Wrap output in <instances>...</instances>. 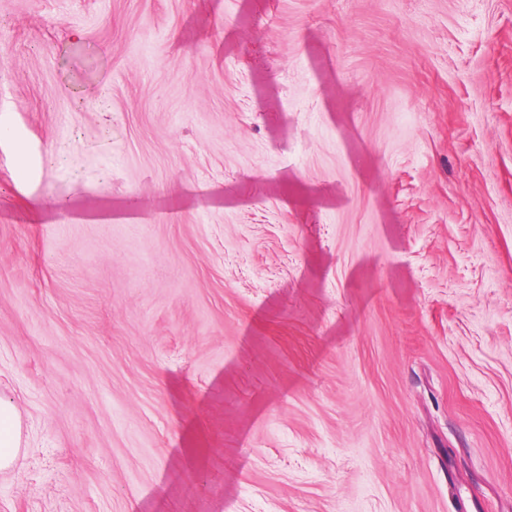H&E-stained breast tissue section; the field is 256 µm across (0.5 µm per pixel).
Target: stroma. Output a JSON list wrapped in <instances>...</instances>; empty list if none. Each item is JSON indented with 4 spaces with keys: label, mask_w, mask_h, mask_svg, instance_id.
<instances>
[{
    "label": "stroma",
    "mask_w": 512,
    "mask_h": 512,
    "mask_svg": "<svg viewBox=\"0 0 512 512\" xmlns=\"http://www.w3.org/2000/svg\"><path fill=\"white\" fill-rule=\"evenodd\" d=\"M0 399V512H512V0H0ZM21 417L18 408L0 400V470L14 465L21 450Z\"/></svg>",
    "instance_id": "1"
}]
</instances>
